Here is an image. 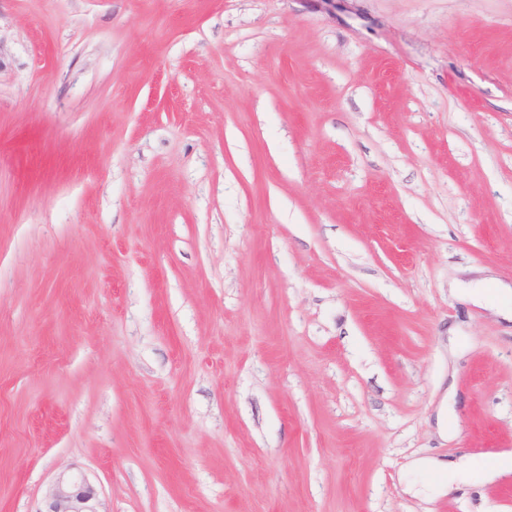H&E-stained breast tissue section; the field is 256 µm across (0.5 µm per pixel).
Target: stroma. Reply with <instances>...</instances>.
<instances>
[{
    "mask_svg": "<svg viewBox=\"0 0 512 512\" xmlns=\"http://www.w3.org/2000/svg\"><path fill=\"white\" fill-rule=\"evenodd\" d=\"M512 0H0V512H512ZM414 471L417 474L430 473L434 475L436 480L424 484V488L432 494L441 493L449 485L457 482H469L474 476H478L485 483L494 482L501 475L512 471V454H501L497 461L489 466H481L469 456L447 463L423 459L415 463ZM91 497L90 490L78 488V491H72L62 481H58L48 512H97L87 505Z\"/></svg>",
    "mask_w": 512,
    "mask_h": 512,
    "instance_id": "stroma-1",
    "label": "stroma"
}]
</instances>
